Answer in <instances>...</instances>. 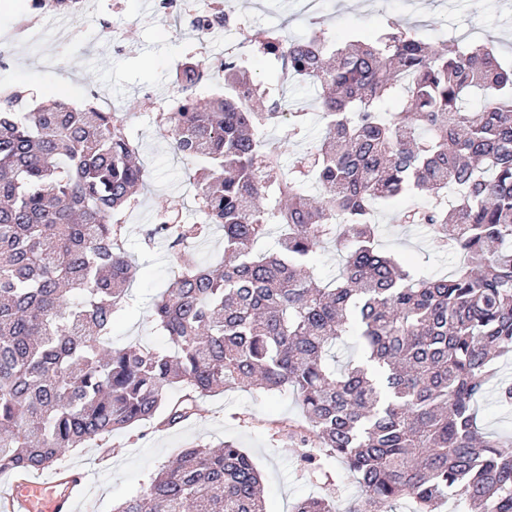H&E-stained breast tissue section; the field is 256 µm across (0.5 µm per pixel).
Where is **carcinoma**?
<instances>
[{"label": "carcinoma", "instance_id": "obj_1", "mask_svg": "<svg viewBox=\"0 0 512 512\" xmlns=\"http://www.w3.org/2000/svg\"><path fill=\"white\" fill-rule=\"evenodd\" d=\"M249 41L316 90L325 135L286 168L261 139L284 98L228 57L221 79L240 95L204 101L203 61L178 62V110L158 119L195 165L200 221L161 210L147 233L174 260L150 315L168 349L112 346L134 278L125 215L148 178L125 114L91 101L21 112L27 93L0 88V473L155 417L174 426L217 391L290 388L314 440L356 476L351 512L401 498L443 512L450 493L463 512H512V443L482 432L477 410L493 360L512 355V61L485 44L434 49L396 21L344 47L320 22ZM308 116L288 113L290 136ZM416 197L430 202L393 222L460 252L449 274L418 277L376 243V208ZM275 227L281 250L255 253ZM214 228L224 256L207 265L188 243ZM326 243L343 263L322 282L308 261ZM351 332L361 359L338 368L331 350ZM118 512L266 509L260 472L227 440L184 449ZM293 512L333 505L308 497Z\"/></svg>", "mask_w": 512, "mask_h": 512}]
</instances>
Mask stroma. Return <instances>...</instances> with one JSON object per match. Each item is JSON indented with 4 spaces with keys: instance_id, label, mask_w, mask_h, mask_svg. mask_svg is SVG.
I'll return each mask as SVG.
<instances>
[{
    "instance_id": "1",
    "label": "stroma",
    "mask_w": 512,
    "mask_h": 512,
    "mask_svg": "<svg viewBox=\"0 0 512 512\" xmlns=\"http://www.w3.org/2000/svg\"><path fill=\"white\" fill-rule=\"evenodd\" d=\"M155 0H114L101 7L100 20L46 17L37 36L22 43L9 67L0 68V85H29L34 103L50 100L59 86L70 87L69 102H86L90 94L111 100L126 112L131 135L150 180L141 204L126 218V248L138 268L130 286L131 306L112 326V344L163 348L165 336L149 321L152 305L170 276L173 258L167 242L148 241L146 233L160 209L179 210L183 220L198 221L194 188L186 160L176 156L168 132L154 119L150 94L172 93L169 74L190 52L202 53L195 33L173 30L154 20ZM226 13L243 18L249 30H276L298 38L312 20L324 23L331 39L372 37L387 20L412 28L431 46L467 38L512 54V0H219ZM116 27L126 49L117 53L102 40V26ZM252 77L288 102L313 101V89L280 84L276 64L251 54ZM404 201L381 208L377 242L380 249L408 262L421 275L450 272L458 261L452 252L435 249L421 224H395L394 211ZM199 411L173 427L155 422L112 433L102 444H88L66 453L72 465L96 471L82 494L78 512H115L125 500L143 493L153 475L185 448L236 442L251 456L262 475L266 512H291L295 503L326 496L336 512H347L359 486L346 466L312 440L292 391L229 389L198 400Z\"/></svg>"
}]
</instances>
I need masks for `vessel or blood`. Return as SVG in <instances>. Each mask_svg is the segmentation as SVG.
Listing matches in <instances>:
<instances>
[{
  "label": "vessel or blood",
  "mask_w": 512,
  "mask_h": 512,
  "mask_svg": "<svg viewBox=\"0 0 512 512\" xmlns=\"http://www.w3.org/2000/svg\"><path fill=\"white\" fill-rule=\"evenodd\" d=\"M92 480V471L68 466L45 480L14 477L0 484V512H77L79 494Z\"/></svg>",
  "instance_id": "b4317fda"
}]
</instances>
